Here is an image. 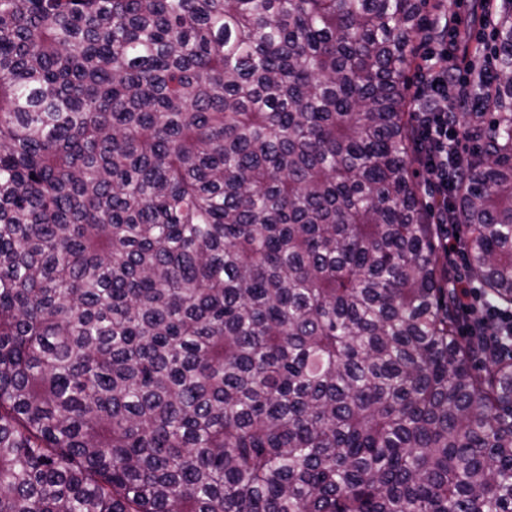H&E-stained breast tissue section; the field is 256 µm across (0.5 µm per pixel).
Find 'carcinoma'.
<instances>
[{
  "instance_id": "carcinoma-1",
  "label": "carcinoma",
  "mask_w": 512,
  "mask_h": 512,
  "mask_svg": "<svg viewBox=\"0 0 512 512\" xmlns=\"http://www.w3.org/2000/svg\"><path fill=\"white\" fill-rule=\"evenodd\" d=\"M428 0H0V512H512V358L412 169ZM448 223L512 309V0ZM464 306L472 319L467 326L470 335L466 336L460 330V340L474 343L478 349L492 356H512V339L510 337V343L506 344L502 336L504 331L512 332V311L501 309L490 301L478 306L468 303Z\"/></svg>"
}]
</instances>
